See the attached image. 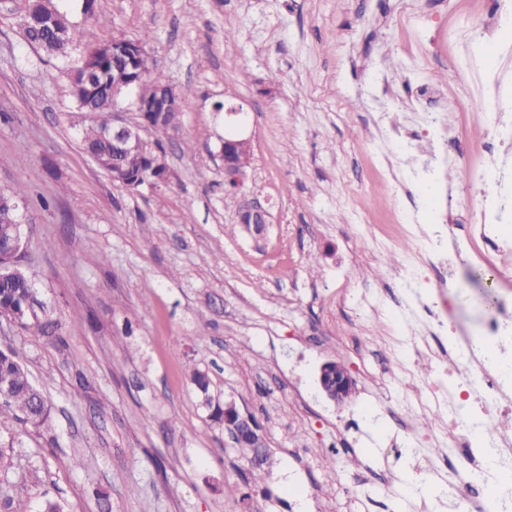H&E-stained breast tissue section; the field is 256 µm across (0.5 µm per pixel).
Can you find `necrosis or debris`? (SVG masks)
I'll list each match as a JSON object with an SVG mask.
<instances>
[{"label":"necrosis or debris","mask_w":512,"mask_h":512,"mask_svg":"<svg viewBox=\"0 0 512 512\" xmlns=\"http://www.w3.org/2000/svg\"><path fill=\"white\" fill-rule=\"evenodd\" d=\"M406 141L413 150L425 141L443 144L452 155L462 147L454 123L439 112L423 113ZM476 198L480 221L462 234L450 236L443 225H430L400 275L405 287L414 286L415 267L426 258L437 261V288L443 295L453 285L457 268L474 262L486 266L494 278L512 276V269L499 262L512 254V225L502 223L512 198L503 192L500 179L486 171L478 178ZM421 317L423 328L403 348V355L434 358L448 364L450 372L447 382L416 386L410 410L396 417L404 435L399 449L409 452L428 440L412 411L444 408L447 439L439 462L455 476L448 491L452 512H485L490 500L496 512H512V443L501 440L494 429L495 422L512 417V292H495L473 337L431 306L423 307ZM460 365L469 366V373H457Z\"/></svg>","instance_id":"necrosis-or-debris-1"}]
</instances>
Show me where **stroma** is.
I'll list each match as a JSON object with an SVG mask.
<instances>
[{
	"label": "stroma",
	"mask_w": 512,
	"mask_h": 512,
	"mask_svg": "<svg viewBox=\"0 0 512 512\" xmlns=\"http://www.w3.org/2000/svg\"><path fill=\"white\" fill-rule=\"evenodd\" d=\"M24 5L0 0V191L24 176L23 268L66 345L0 324V348H21L52 410L48 432L0 419L14 444L0 494L30 512L46 498L99 512L97 487L112 512H398L407 479L431 474L437 455L392 448L391 412L409 391L386 345L416 321L382 285L421 226L478 223L475 174L512 179L473 109L512 75V32L480 35L486 0H96L110 19L100 41L154 50L189 101L164 145L168 180L131 191L81 148L69 83L82 50L61 61L29 45ZM426 88L472 147L444 165L433 205L429 182L412 179L431 145L406 150L379 121L395 107L417 123ZM227 99L253 146L240 193L224 188ZM245 194L268 203L263 233L237 221ZM484 290L459 270L451 312L467 331ZM329 361L354 380L340 405L319 386ZM195 367L260 424L271 459L260 483L210 419ZM350 417L358 428L337 436Z\"/></svg>",
	"instance_id": "1"
}]
</instances>
